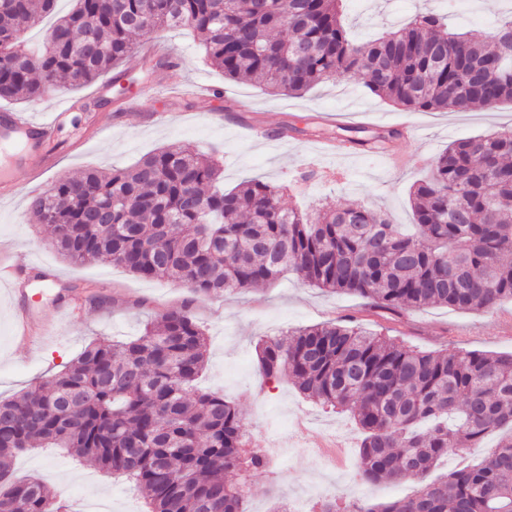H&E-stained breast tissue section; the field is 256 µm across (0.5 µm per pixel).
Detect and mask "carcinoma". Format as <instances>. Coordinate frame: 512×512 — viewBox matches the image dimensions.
Returning a JSON list of instances; mask_svg holds the SVG:
<instances>
[{
    "label": "carcinoma",
    "instance_id": "cac0c4a2",
    "mask_svg": "<svg viewBox=\"0 0 512 512\" xmlns=\"http://www.w3.org/2000/svg\"><path fill=\"white\" fill-rule=\"evenodd\" d=\"M339 2L74 0L31 52L24 34L55 0H0V100H43L60 81L84 88L134 57L133 36L184 26L224 78L280 95L361 72L371 93L414 112L512 102V13L497 20L492 45L449 31L432 11L356 45ZM349 132L368 149L398 136ZM410 204L411 235L362 206L301 212L260 179L224 190L218 162L188 145L59 179L31 198L69 262L110 257L198 296L270 284L291 267L306 283L391 315L512 300V128L449 144ZM206 352L205 332L184 307L129 342L88 345L46 382L0 400V512H15L19 500L27 512H54L61 493L12 477L17 455L50 445L134 482L148 512H242L241 486L268 459L250 445L244 413L197 387ZM257 355L266 379L286 373L307 397L352 413L364 432L355 478L419 483L391 503L318 502L311 512H512V433L481 463L426 481L448 452L512 426V355L423 351L352 318L268 338Z\"/></svg>",
    "mask_w": 512,
    "mask_h": 512
}]
</instances>
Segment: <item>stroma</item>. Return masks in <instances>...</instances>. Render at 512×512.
<instances>
[{"instance_id": "1", "label": "stroma", "mask_w": 512, "mask_h": 512, "mask_svg": "<svg viewBox=\"0 0 512 512\" xmlns=\"http://www.w3.org/2000/svg\"><path fill=\"white\" fill-rule=\"evenodd\" d=\"M507 6V0H476L472 14L466 15L449 9L448 0H344L343 21L353 40L362 44L418 12L433 10L447 15L449 27L487 41L494 34V19ZM150 43L178 55V64L150 67L141 55L85 88L61 86L49 99L18 104V111L39 116L58 101L80 107L76 126L61 134L58 161L45 174L44 183L92 168L127 167L160 147L189 143L200 152L219 154L225 189L256 178L283 186V204L303 212L362 205L388 211L397 223L409 224L413 221L410 191L427 173L426 166L416 163L417 155L433 158L450 143L512 127L508 103L494 110L408 114L373 95L361 75L340 76L285 98L254 82L225 80L205 63L188 30L164 29L138 41L142 48ZM161 74L182 85L196 81L216 85L239 106L229 112L218 100H158L153 112L171 113L168 121L153 119V112L125 109L129 96L148 90L152 79ZM350 106L357 109L360 127L369 131L398 129L407 118L415 119L418 136H403L393 144L407 156L405 165L392 167L381 153L333 156L324 151V143L346 136L342 124L326 121V113ZM249 124L275 132V139L254 140L245 130ZM285 125L290 131L287 137H279ZM14 180L16 192L0 196V261L26 270L27 280L18 294L0 287V400L59 372L90 343L139 336L147 322L190 306L208 341L198 388L223 393L241 408L252 446L266 449L271 459L270 469L254 472L249 479L245 512H270L277 501L291 503L302 512H309L315 502L333 498L387 503L416 489L411 480H356L362 434L352 415L303 397L288 377L273 382L263 378L256 355L261 339L356 315L366 330L424 351L512 354V303L508 301L478 312L439 305L410 308L394 322L370 315L358 296L327 292L290 272L269 286L198 298L185 286L167 279L138 278L108 259L69 263L51 246L46 226L30 209L24 169L15 171ZM33 258L43 263L44 279L29 270ZM54 276L60 288L70 289L76 316H62L55 291L45 290V278ZM88 286L107 296V304L86 303ZM21 305L31 306L40 321L55 323L56 334L20 345L13 318ZM13 475L40 479L78 508L98 498L106 501L109 512H147L142 491L126 479L107 475L93 463L74 460L55 448L17 458Z\"/></svg>"}]
</instances>
